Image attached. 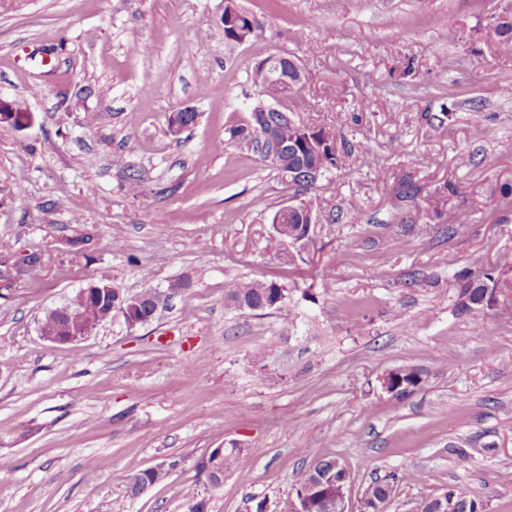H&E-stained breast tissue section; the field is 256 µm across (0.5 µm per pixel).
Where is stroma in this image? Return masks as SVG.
<instances>
[{"instance_id": "35a3bbf8", "label": "stroma", "mask_w": 512, "mask_h": 512, "mask_svg": "<svg viewBox=\"0 0 512 512\" xmlns=\"http://www.w3.org/2000/svg\"><path fill=\"white\" fill-rule=\"evenodd\" d=\"M237 2L263 24L242 44L219 39L224 0H0V99L33 115L0 126V260L40 256L38 280L0 292V512H188L191 489L209 512H297L296 476L324 458L349 474V512L392 474L386 512L460 484L512 512V288L476 324L452 286L512 254L500 0ZM272 54L305 67L296 117L338 126L342 153L307 193L315 256L293 266L271 224L293 188L225 133ZM186 108L197 121L169 134ZM405 175L470 223L449 234L397 199ZM458 182L471 193L446 192ZM229 269L285 283L289 310L227 306ZM100 280L155 291L154 318L116 310L78 344L44 341V311ZM404 366L422 381L396 397L381 379ZM216 448L251 461L214 488L200 465ZM157 465L166 479L129 498Z\"/></svg>"}]
</instances>
